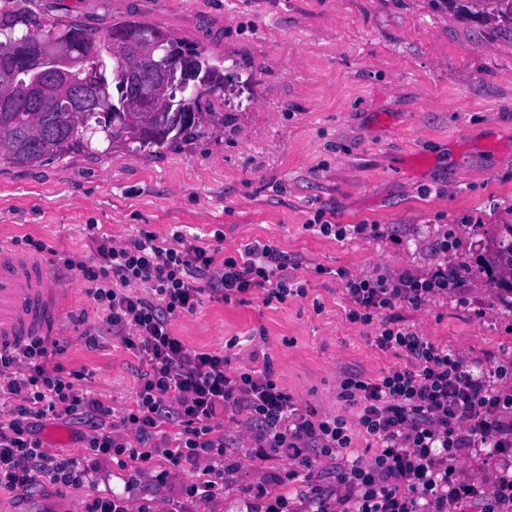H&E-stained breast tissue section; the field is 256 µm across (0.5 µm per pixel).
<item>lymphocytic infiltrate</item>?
Wrapping results in <instances>:
<instances>
[{"instance_id": "obj_1", "label": "lymphocytic infiltrate", "mask_w": 512, "mask_h": 512, "mask_svg": "<svg viewBox=\"0 0 512 512\" xmlns=\"http://www.w3.org/2000/svg\"><path fill=\"white\" fill-rule=\"evenodd\" d=\"M89 261L75 262L63 251L36 242L53 265L77 270L101 307L109 334L119 337L142 365L133 407L120 421L100 399L75 389L57 365L63 340L33 338L25 346L0 353V491L27 490L41 478L66 488L84 473L70 455L51 453L33 431L47 415L81 420L94 428L88 448L139 465L161 457L171 463L205 461L208 480L194 488L209 499L219 492L214 474L224 467V436L219 416L244 417L252 432L253 456L283 457L313 472L320 457L351 446L355 432L378 444L373 461L351 464L337 476L335 501L312 493L316 512H512V471L484 472L479 480L456 479L458 463L481 449L512 457V395L502 394L489 377L470 373L461 356L405 327H383L375 343L381 350L407 352L410 363L369 377L344 372L337 397L357 411L356 423L341 415H323L300 406L279 384L271 365L229 373L224 355L186 346L171 322L194 311L203 298L225 303L254 288L268 298L305 295L291 287L287 258L263 241L247 244L236 256L216 253L182 235L172 242L141 233L114 246L89 236ZM456 273L438 269L424 278L396 282L349 278L346 291L354 307L352 321L371 324L395 302L412 306L448 293ZM168 423L181 425L175 445L163 448L154 437ZM133 430L134 440L114 434Z\"/></svg>"}]
</instances>
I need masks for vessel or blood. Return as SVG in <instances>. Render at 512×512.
Listing matches in <instances>:
<instances>
[{
	"label": "vessel or blood",
	"mask_w": 512,
	"mask_h": 512,
	"mask_svg": "<svg viewBox=\"0 0 512 512\" xmlns=\"http://www.w3.org/2000/svg\"><path fill=\"white\" fill-rule=\"evenodd\" d=\"M67 299L65 282L44 260L0 243V350L59 335Z\"/></svg>",
	"instance_id": "b4317fda"
}]
</instances>
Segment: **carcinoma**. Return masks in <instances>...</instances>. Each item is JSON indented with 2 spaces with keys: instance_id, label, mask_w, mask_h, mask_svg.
I'll use <instances>...</instances> for the list:
<instances>
[{
  "instance_id": "cac0c4a2",
  "label": "carcinoma",
  "mask_w": 512,
  "mask_h": 512,
  "mask_svg": "<svg viewBox=\"0 0 512 512\" xmlns=\"http://www.w3.org/2000/svg\"><path fill=\"white\" fill-rule=\"evenodd\" d=\"M448 8L476 12L502 26L512 27V0H444ZM10 0L0 6V98H7L12 112H0V137L5 149L0 161L33 165L47 157L73 154L97 156L123 145L132 150L135 143L175 142L193 137L215 120L216 113L197 111L190 120L174 129L163 110L187 100L190 93L178 87L158 93L150 106L126 100L125 111H113L112 98L121 96L126 72L131 67L145 69L161 63L181 71L185 65L198 68L196 83L200 92L188 108L200 107L204 95L221 96L229 75L221 64L200 49H186L181 43L160 34L164 44L152 55H142L127 64L118 56L116 43L134 28H143L140 22L113 23L100 34L86 29L80 22L60 23L46 27L41 17L23 14L8 7ZM52 39L73 56L87 57L94 65L93 74L75 73L79 82L91 80L98 92L99 104L92 112H27L25 84L35 79L48 66L42 58V46ZM104 149H99L100 145ZM485 265L491 273L494 287L501 295L512 297V224L497 225V233L485 256Z\"/></svg>"
}]
</instances>
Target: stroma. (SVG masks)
I'll use <instances>...</instances> for the list:
<instances>
[{"label":"stroma","instance_id":"35a3bbf8","mask_svg":"<svg viewBox=\"0 0 512 512\" xmlns=\"http://www.w3.org/2000/svg\"><path fill=\"white\" fill-rule=\"evenodd\" d=\"M45 23L75 19L104 31L139 21L223 60L231 85L201 107L224 115L170 145L91 157L0 163V240L24 249L41 240L88 260L89 229L115 243L142 232L174 233L236 255L256 240L288 259L305 296L204 301L172 321L188 347L224 354L230 371L270 363L300 405L354 419L336 395L343 370L368 376L408 365L382 351L377 324L351 321L346 276H423L458 270L457 285L419 307L399 302L400 325L461 354L492 375L512 362V303L498 298L480 267L496 225L512 224V32L459 15L442 0H15ZM333 224H374L377 236L344 240L309 230L316 213ZM449 249H441L445 237ZM73 292L57 358L78 390L120 419L132 407L140 364L119 339L92 349L87 330L102 314L85 283L63 271ZM224 491L197 502L203 480L192 461L121 467L86 451L91 429L48 417L35 429L52 453L80 454L84 479L58 490L0 493L17 512H85L96 495L122 496L130 512H246L259 489L308 512V490L336 491L338 472L366 464L373 438L324 458L312 482L287 460L255 461L239 420L225 418Z\"/></svg>","mask_w":512,"mask_h":512}]
</instances>
